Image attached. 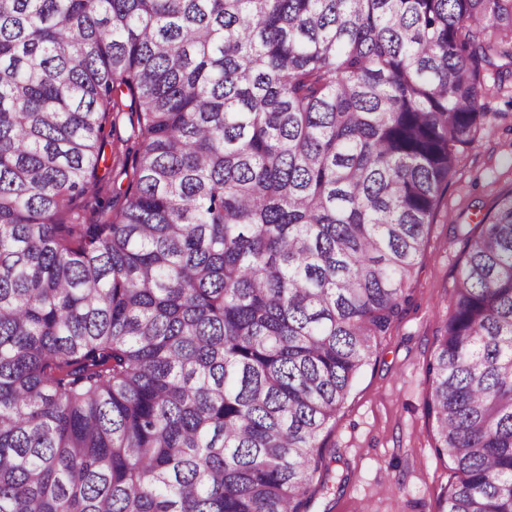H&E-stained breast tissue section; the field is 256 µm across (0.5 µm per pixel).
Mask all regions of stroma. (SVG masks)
<instances>
[{"label":"stroma","mask_w":512,"mask_h":512,"mask_svg":"<svg viewBox=\"0 0 512 512\" xmlns=\"http://www.w3.org/2000/svg\"><path fill=\"white\" fill-rule=\"evenodd\" d=\"M485 78V124L436 208L411 305L382 338L323 435L331 459L329 489L314 496L309 512L437 510L449 462L433 450L434 427L424 411L431 389L425 365L448 313L461 227L512 189V74L493 68Z\"/></svg>","instance_id":"1"}]
</instances>
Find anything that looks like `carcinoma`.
<instances>
[{
	"mask_svg": "<svg viewBox=\"0 0 512 512\" xmlns=\"http://www.w3.org/2000/svg\"><path fill=\"white\" fill-rule=\"evenodd\" d=\"M501 61L512 0H0V512H302ZM462 242L436 512H512V189ZM130 113L125 112L120 119L119 123L116 124V127H113L111 135L107 138V144L105 146V155H106V162L100 163L99 167V175H105V182H108L109 184L102 183L105 188H111L112 190V178H115L116 176V182L118 180V185L121 182L122 177L119 175L120 169H114L112 173L108 174V170L105 169L106 164L110 163V155L111 151H115L116 148H120V150H125L126 146L123 141H125L129 135L131 134V123H130Z\"/></svg>",
	"mask_w": 512,
	"mask_h": 512,
	"instance_id": "cac0c4a2",
	"label": "carcinoma"
}]
</instances>
